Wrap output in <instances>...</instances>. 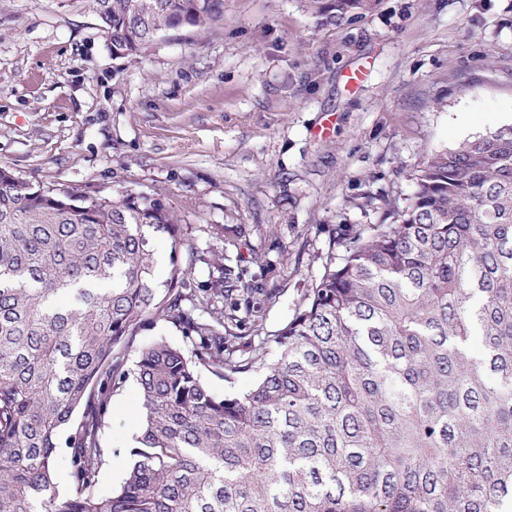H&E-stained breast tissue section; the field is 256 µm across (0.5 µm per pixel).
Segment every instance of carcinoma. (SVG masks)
Instances as JSON below:
<instances>
[{
    "mask_svg": "<svg viewBox=\"0 0 512 512\" xmlns=\"http://www.w3.org/2000/svg\"><path fill=\"white\" fill-rule=\"evenodd\" d=\"M83 2L121 57L224 14V0ZM306 2L341 25L372 0ZM413 183L378 223L336 225L311 287L268 334L260 312L280 289L228 257L206 295H184L192 260L159 292L150 239L182 245L160 201L54 192L0 166V512H503L512 125L432 154ZM154 319L192 350L156 340L126 369L114 348ZM205 371L256 380L221 397ZM131 375L132 466L101 498L100 437ZM62 443L63 494L53 481ZM70 452L68 448H59L55 460V485L60 493H65L70 486Z\"/></svg>",
    "mask_w": 512,
    "mask_h": 512,
    "instance_id": "cac0c4a2",
    "label": "carcinoma"
}]
</instances>
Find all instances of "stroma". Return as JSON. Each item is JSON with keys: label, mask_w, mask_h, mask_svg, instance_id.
I'll return each instance as SVG.
<instances>
[{"label": "stroma", "mask_w": 512, "mask_h": 512, "mask_svg": "<svg viewBox=\"0 0 512 512\" xmlns=\"http://www.w3.org/2000/svg\"><path fill=\"white\" fill-rule=\"evenodd\" d=\"M512 125V0H375L335 26L305 0H224L213 26L113 55L81 0H0V166L54 191L158 199L183 240L154 276L239 257L267 287L266 331L292 315L339 224L377 223L437 150ZM245 224V242L224 245ZM139 389L113 392L96 492L131 465Z\"/></svg>", "instance_id": "1"}]
</instances>
